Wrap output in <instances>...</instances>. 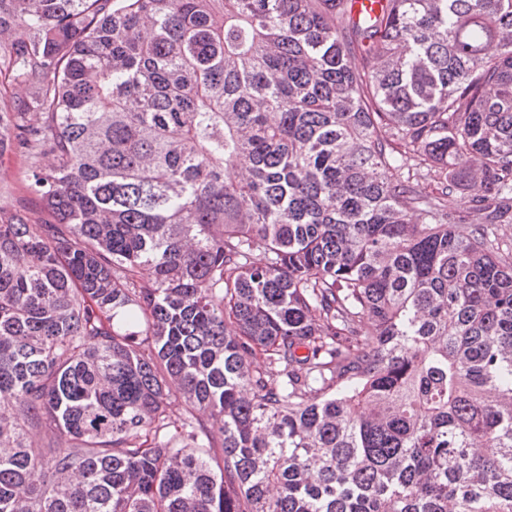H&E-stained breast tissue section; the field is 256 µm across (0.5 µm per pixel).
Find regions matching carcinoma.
<instances>
[{
	"label": "carcinoma",
	"mask_w": 512,
	"mask_h": 512,
	"mask_svg": "<svg viewBox=\"0 0 512 512\" xmlns=\"http://www.w3.org/2000/svg\"><path fill=\"white\" fill-rule=\"evenodd\" d=\"M379 2L0 0V512H512V0ZM20 169L18 157L6 153L0 158V207L4 211L17 206L22 183Z\"/></svg>",
	"instance_id": "1"
}]
</instances>
